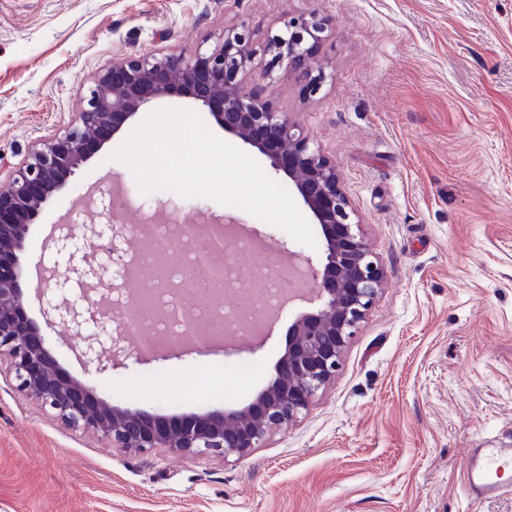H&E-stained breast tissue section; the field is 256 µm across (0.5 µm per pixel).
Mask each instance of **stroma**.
<instances>
[{
	"mask_svg": "<svg viewBox=\"0 0 512 512\" xmlns=\"http://www.w3.org/2000/svg\"><path fill=\"white\" fill-rule=\"evenodd\" d=\"M332 20L302 95L285 68L276 104L333 159L387 285L322 395L242 459L124 452L61 423L0 377V512H512V488L466 489L472 448H512V0H0V179L62 134L113 59L215 44L247 28L254 48L288 19ZM71 176L19 254L26 313L66 373L110 405L162 416L246 404L275 374L291 322L231 349L85 366L84 343L49 325L72 284L36 293L63 216L88 224L233 217L279 263L323 252L246 211L141 193L111 153Z\"/></svg>",
	"mask_w": 512,
	"mask_h": 512,
	"instance_id": "obj_1",
	"label": "stroma"
}]
</instances>
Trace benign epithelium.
I'll use <instances>...</instances> for the list:
<instances>
[{"label":"benign epithelium","mask_w":512,"mask_h":512,"mask_svg":"<svg viewBox=\"0 0 512 512\" xmlns=\"http://www.w3.org/2000/svg\"><path fill=\"white\" fill-rule=\"evenodd\" d=\"M327 27L328 19L316 12L290 19L267 40L264 53L271 59L263 66L264 77L271 66L283 64L305 95L316 94L326 74L321 67L312 68L309 60ZM258 66L245 28L224 30L212 48L114 59L87 88L67 130L38 143L7 180H0V373L14 375L18 390L52 409L66 425L114 448L247 457L271 433L307 412L336 375L347 344L385 287L386 270L364 240L336 164L312 144L293 114L277 107L273 83L250 77ZM171 95L191 100L224 132L284 173L320 224L325 241L322 263L308 260L295 270L297 275L305 271V278L296 281L310 288L320 305L289 325L286 348L270 382L241 407L174 420L108 406L91 385L64 372L26 315L18 272V252L43 206L144 106ZM80 237L106 243L107 264L75 263ZM122 237L112 224L66 226L52 241L57 260L39 289L46 293L65 288L75 278L97 279L111 267L119 277L126 276L131 259L118 244ZM92 303L87 293L79 302L55 304L53 322L85 337L84 363L101 369L126 351V337L118 319L94 318ZM101 335L109 338L110 350L102 347Z\"/></svg>","instance_id":"benign-epithelium-1"}]
</instances>
